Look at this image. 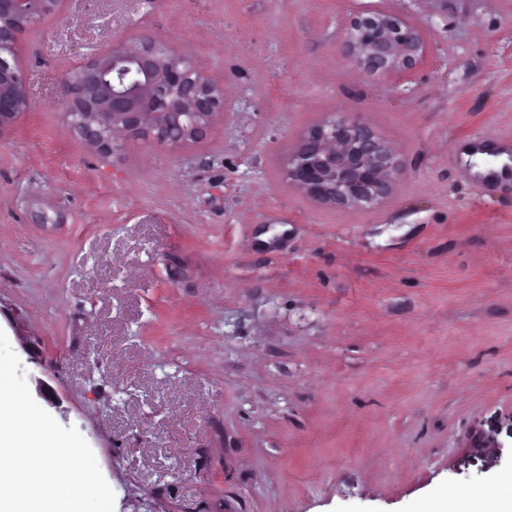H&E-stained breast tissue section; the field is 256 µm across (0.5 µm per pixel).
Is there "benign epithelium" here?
<instances>
[{
    "label": "benign epithelium",
    "mask_w": 512,
    "mask_h": 512,
    "mask_svg": "<svg viewBox=\"0 0 512 512\" xmlns=\"http://www.w3.org/2000/svg\"><path fill=\"white\" fill-rule=\"evenodd\" d=\"M59 0H0V136L29 107L15 56L23 30L55 12ZM347 54L377 75L414 71L427 54L420 27L397 15L354 18L344 35ZM62 107L70 127L97 153L124 145L112 131L179 147L206 136L224 111V91L183 57L163 59L140 38L115 46L64 79ZM288 183L307 198L341 209H371L402 174L392 147L370 125L345 115L311 126L287 156Z\"/></svg>",
    "instance_id": "7a95c632"
}]
</instances>
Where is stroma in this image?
I'll list each match as a JSON object with an SVG mask.
<instances>
[{"label":"stroma","instance_id":"1","mask_svg":"<svg viewBox=\"0 0 512 512\" xmlns=\"http://www.w3.org/2000/svg\"><path fill=\"white\" fill-rule=\"evenodd\" d=\"M417 23L381 77L350 18ZM149 36L221 87L197 142L104 157L65 76ZM31 107L0 135V329L35 401L96 448L114 512H415L512 494V0H60L17 39ZM353 112L403 173L369 211L285 158ZM344 47L373 74L385 76L414 71L427 54L420 27L386 12L355 17L345 31Z\"/></svg>","mask_w":512,"mask_h":512}]
</instances>
